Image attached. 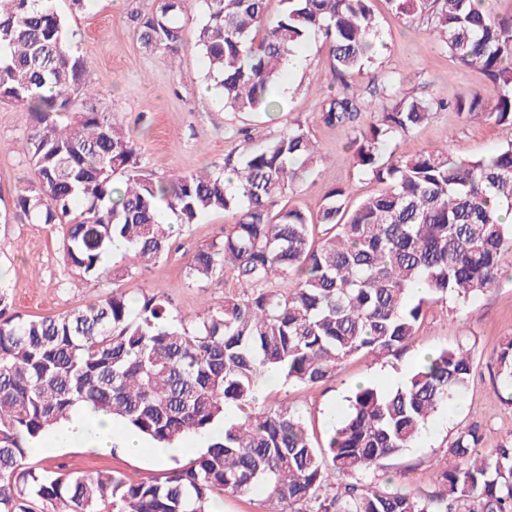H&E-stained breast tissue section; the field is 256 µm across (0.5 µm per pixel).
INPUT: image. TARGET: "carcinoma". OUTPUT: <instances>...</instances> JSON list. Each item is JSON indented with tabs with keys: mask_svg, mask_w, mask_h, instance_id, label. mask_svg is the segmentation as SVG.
I'll return each mask as SVG.
<instances>
[{
	"mask_svg": "<svg viewBox=\"0 0 512 512\" xmlns=\"http://www.w3.org/2000/svg\"><path fill=\"white\" fill-rule=\"evenodd\" d=\"M155 0L135 16L147 54L173 60L199 3L198 46L224 109L267 112L295 49L320 34L344 91L321 102L319 118L354 133L357 164L381 188L354 207L346 189L325 192L316 217L277 200L303 183L318 158L290 125L224 171L155 179L140 166L134 138L96 94L89 63L72 48L55 0H0V101L25 110L33 181L16 188L14 215L62 231L63 259L84 285L108 272L117 247L141 262L168 254L162 214L192 224L204 213L232 218L218 242L199 248L187 276L228 272L243 295L224 299L188 325L156 296L119 289L55 316L11 312L0 290V512H208L212 496L259 494L264 512H512V439L477 451L478 427L448 444L433 495L390 493L365 480L413 447L435 413L453 407L473 373L459 346L426 357L390 391L368 383L346 397L329 439L316 445L287 399L258 405L266 374L313 388L358 353L394 355L414 340L424 304H462L496 286L512 255V143L492 159L448 148L383 159L386 142L451 109L464 121L512 127V23L489 0H390L419 18L461 66L490 86L450 103L423 99L383 74L375 111L345 78L373 62L370 0ZM83 96L80 106L75 99ZM371 120L358 124L362 113ZM424 285L418 300L414 283ZM512 392V336L498 356ZM112 415L167 448L224 422L206 451L161 477H92L29 465L31 442L79 404ZM234 404L241 417L228 420Z\"/></svg>",
	"mask_w": 512,
	"mask_h": 512,
	"instance_id": "carcinoma-1",
	"label": "carcinoma"
}]
</instances>
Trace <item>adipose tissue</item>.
Wrapping results in <instances>:
<instances>
[{
	"label": "adipose tissue",
	"instance_id": "adipose-tissue-1",
	"mask_svg": "<svg viewBox=\"0 0 512 512\" xmlns=\"http://www.w3.org/2000/svg\"><path fill=\"white\" fill-rule=\"evenodd\" d=\"M48 440L56 448L77 446L109 451L118 446L134 455L148 445L147 440L136 433L117 431L111 417L93 412L83 404L76 406L69 419L54 428Z\"/></svg>",
	"mask_w": 512,
	"mask_h": 512
}]
</instances>
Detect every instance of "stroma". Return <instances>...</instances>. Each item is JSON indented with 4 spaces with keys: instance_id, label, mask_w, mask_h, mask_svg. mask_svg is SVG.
<instances>
[{
    "instance_id": "35a3bbf8",
    "label": "stroma",
    "mask_w": 512,
    "mask_h": 512,
    "mask_svg": "<svg viewBox=\"0 0 512 512\" xmlns=\"http://www.w3.org/2000/svg\"><path fill=\"white\" fill-rule=\"evenodd\" d=\"M55 7L67 19L73 48L90 62L102 101L136 140L146 173L156 178L203 170L218 174L224 170L227 155L238 157L248 149L244 131L272 138L285 126L298 123L315 141L319 158L300 188L283 198V205L314 216L322 209L329 188L345 187L351 204L377 191V184L356 165L350 131L326 125L318 117L323 97L342 89L329 48L320 36L300 46L303 62L288 72L291 90L281 97L280 111L271 115L227 112L214 96L201 93L208 80L204 56L196 45L201 24L198 11L186 18V43L172 61L144 53L132 21L133 15L151 10L153 0H89L80 11L73 9L71 0H56ZM370 7L380 50L372 68L353 75L349 83L374 106L383 104L382 97L374 93L371 74L375 71L401 74L405 88L420 97L437 92L453 100L486 84L484 73L457 64L425 24L404 19L388 0H372ZM511 139L510 128L485 121L464 122L456 113L436 112L423 125L393 138L386 150L403 156L446 145L458 155L482 157ZM33 177L27 162L23 110L0 103V213L11 216L9 223H0V288L10 295L13 312L26 317L52 316L92 303L112 289L132 288L169 299L173 315L189 321L201 308H216L225 298L241 295L239 284L229 274L220 273L202 283L187 277L195 250L219 241L228 222L221 212L206 213L196 223L176 227L172 250L157 261L144 264L116 249L108 260L110 277L93 288L73 286L62 258L60 228L12 215L16 188ZM509 336L512 277H505L467 304L449 299L427 304L413 342L397 354H358L342 363L334 380L318 387L280 379L264 383L261 394L288 399L303 413L310 433L321 440L337 420L346 397L362 381L393 388L407 379L421 356L466 344L472 351L474 372L463 397L429 422L414 447L369 476L385 490L420 496L432 491L429 476L436 466L447 463V446L457 432L479 424L484 451L512 435V407L493 381L497 353ZM198 443L195 437L185 440L180 454L169 457L164 465L156 462L151 448L135 456L120 448L103 453L58 448L48 455L30 453L28 461L35 467L59 466L84 475L109 470L147 479L160 474L163 467H176L192 457Z\"/></svg>"
}]
</instances>
